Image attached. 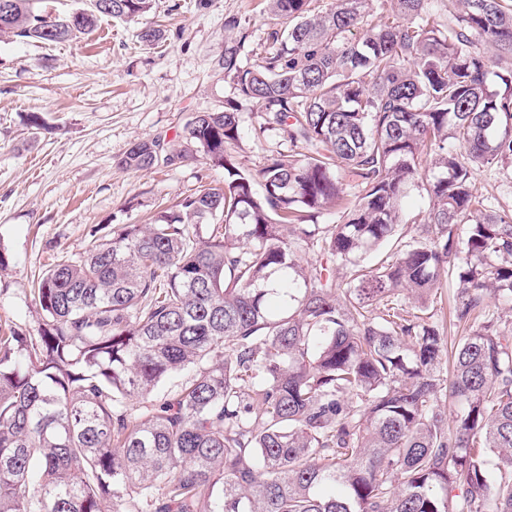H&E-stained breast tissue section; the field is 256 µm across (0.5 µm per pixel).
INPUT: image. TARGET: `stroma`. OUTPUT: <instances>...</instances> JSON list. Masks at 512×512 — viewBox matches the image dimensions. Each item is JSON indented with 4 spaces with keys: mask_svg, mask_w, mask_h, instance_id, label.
I'll list each match as a JSON object with an SVG mask.
<instances>
[{
    "mask_svg": "<svg viewBox=\"0 0 512 512\" xmlns=\"http://www.w3.org/2000/svg\"><path fill=\"white\" fill-rule=\"evenodd\" d=\"M240 22L235 30L226 18ZM162 25L164 40L140 42ZM275 26L266 0H156L136 21L99 18L95 29L56 44L0 41V328L34 333L32 282L82 252L99 226L143 224L154 212L224 181L204 159L137 172L120 161L138 139H178L200 112L239 100L218 68L227 46L243 63ZM242 132L232 153L257 172L267 155L289 153L283 132L256 136L255 103L239 101ZM41 118L31 127L29 115Z\"/></svg>",
    "mask_w": 512,
    "mask_h": 512,
    "instance_id": "stroma-1",
    "label": "stroma"
}]
</instances>
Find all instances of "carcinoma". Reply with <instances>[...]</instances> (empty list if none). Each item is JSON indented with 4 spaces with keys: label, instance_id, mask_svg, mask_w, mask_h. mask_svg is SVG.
Wrapping results in <instances>:
<instances>
[{
    "label": "carcinoma",
    "instance_id": "cac0c4a2",
    "mask_svg": "<svg viewBox=\"0 0 512 512\" xmlns=\"http://www.w3.org/2000/svg\"><path fill=\"white\" fill-rule=\"evenodd\" d=\"M2 2L0 39L45 44L154 8L91 0L73 25L45 0ZM317 2L267 0L259 62L218 60L256 134L293 153L239 169L233 102L198 113L185 149L132 143L127 169L200 152L224 183L46 270L36 335L0 336V512H512V323L486 303L512 311V209L474 183L512 165V0H448L445 21L393 0L374 24L369 0ZM417 180L413 223L434 232L403 241ZM303 243L320 260L300 263ZM448 278L466 335L445 378L422 312Z\"/></svg>",
    "mask_w": 512,
    "mask_h": 512
}]
</instances>
